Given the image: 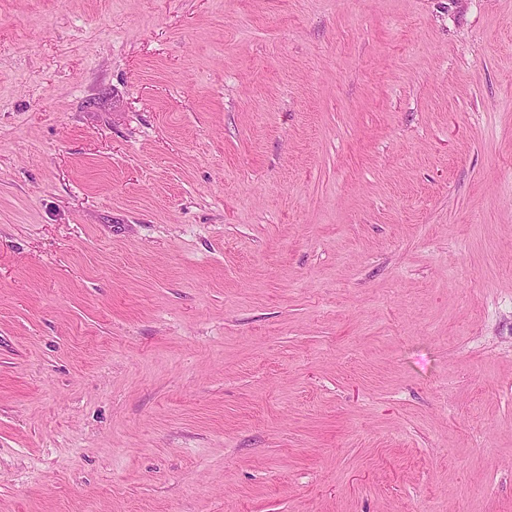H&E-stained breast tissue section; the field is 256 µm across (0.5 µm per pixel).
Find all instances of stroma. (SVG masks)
I'll list each match as a JSON object with an SVG mask.
<instances>
[{
  "label": "stroma",
  "instance_id": "obj_1",
  "mask_svg": "<svg viewBox=\"0 0 512 512\" xmlns=\"http://www.w3.org/2000/svg\"><path fill=\"white\" fill-rule=\"evenodd\" d=\"M0 512H512V0H0Z\"/></svg>",
  "mask_w": 512,
  "mask_h": 512
}]
</instances>
